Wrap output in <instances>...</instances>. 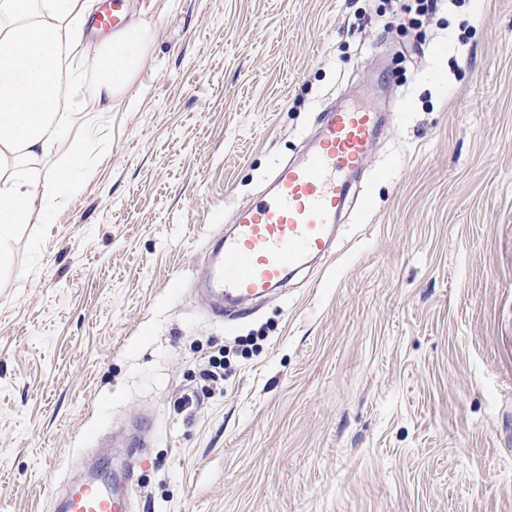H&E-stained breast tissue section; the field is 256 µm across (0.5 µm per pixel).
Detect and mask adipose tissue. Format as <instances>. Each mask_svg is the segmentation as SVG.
Masks as SVG:
<instances>
[{
	"instance_id": "ef3b65f1",
	"label": "adipose tissue",
	"mask_w": 512,
	"mask_h": 512,
	"mask_svg": "<svg viewBox=\"0 0 512 512\" xmlns=\"http://www.w3.org/2000/svg\"><path fill=\"white\" fill-rule=\"evenodd\" d=\"M91 11L90 0H0V268L13 262L18 225L48 223L53 209L83 193L81 148L59 151L70 115L91 99L105 109L119 101L153 36L140 22L85 44ZM88 59L97 67L91 88ZM52 156L54 171L41 174Z\"/></svg>"
}]
</instances>
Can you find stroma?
I'll list each match as a JSON object with an SVG mask.
<instances>
[{
    "label": "stroma",
    "mask_w": 512,
    "mask_h": 512,
    "mask_svg": "<svg viewBox=\"0 0 512 512\" xmlns=\"http://www.w3.org/2000/svg\"><path fill=\"white\" fill-rule=\"evenodd\" d=\"M405 2L117 0L152 40L65 131L83 195L0 271V512H52L140 418L130 512H512V0ZM356 100L369 208L213 319L214 217Z\"/></svg>",
    "instance_id": "obj_1"
}]
</instances>
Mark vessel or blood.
I'll return each mask as SVG.
<instances>
[{
    "label": "vessel or blood",
    "mask_w": 512,
    "mask_h": 512,
    "mask_svg": "<svg viewBox=\"0 0 512 512\" xmlns=\"http://www.w3.org/2000/svg\"><path fill=\"white\" fill-rule=\"evenodd\" d=\"M317 141L282 165L272 193L238 210L231 231L216 234L200 291L211 315L243 314L246 302L287 283L309 259L331 246L343 211L348 174L368 158L378 115L367 107L321 115ZM127 464L93 473L58 501L57 512H125Z\"/></svg>",
    "instance_id": "obj_1"
}]
</instances>
